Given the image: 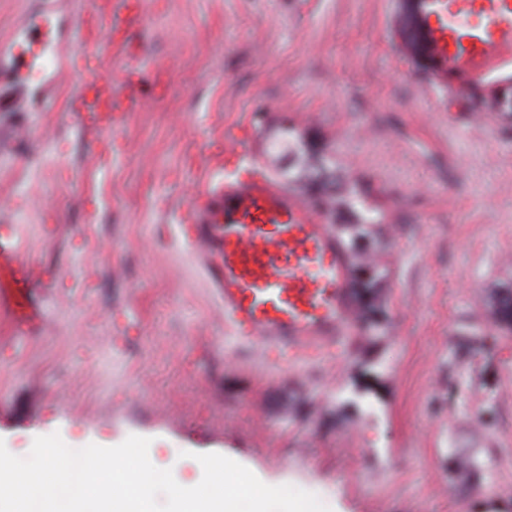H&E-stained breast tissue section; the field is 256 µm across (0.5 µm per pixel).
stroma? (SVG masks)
<instances>
[{
  "label": "stroma",
  "mask_w": 512,
  "mask_h": 512,
  "mask_svg": "<svg viewBox=\"0 0 512 512\" xmlns=\"http://www.w3.org/2000/svg\"><path fill=\"white\" fill-rule=\"evenodd\" d=\"M99 29L103 80L142 102L111 132L72 119L79 83L34 65L30 112H0V246L34 273L36 332L0 296V440L74 447L151 438L158 468L199 477L238 456L331 512H512V90L487 122L426 87L389 0H146ZM290 189L282 128L331 157L328 194L372 220L359 311L340 354L272 361L224 328L177 213L242 124Z\"/></svg>",
  "instance_id": "stroma-1"
}]
</instances>
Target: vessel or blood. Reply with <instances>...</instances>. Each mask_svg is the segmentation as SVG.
<instances>
[{
  "mask_svg": "<svg viewBox=\"0 0 512 512\" xmlns=\"http://www.w3.org/2000/svg\"><path fill=\"white\" fill-rule=\"evenodd\" d=\"M396 17L408 30L401 53L432 89L445 88L488 118L500 91L512 85V0H398ZM102 23L120 35L143 22L127 0H85L73 28ZM11 73L22 80L49 45L52 16L34 9L22 21ZM133 98L111 84L85 82L77 121L111 128ZM239 149L225 152L224 176L204 182L180 213L184 244L224 305V323L244 343L285 356L338 347L358 327L350 256L326 210L274 179L254 150L257 133L234 134Z\"/></svg>",
  "mask_w": 512,
  "mask_h": 512,
  "instance_id": "obj_1",
  "label": "vessel or blood"
}]
</instances>
